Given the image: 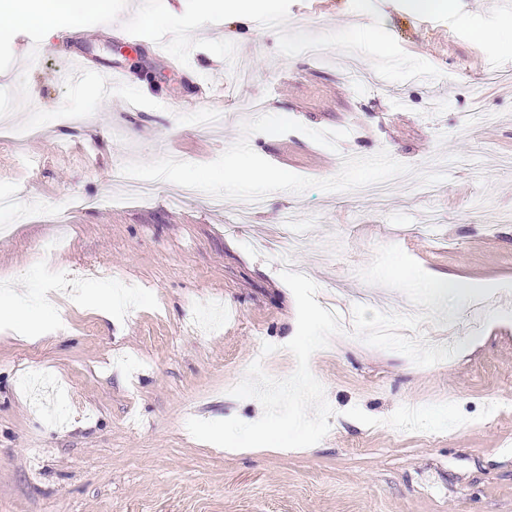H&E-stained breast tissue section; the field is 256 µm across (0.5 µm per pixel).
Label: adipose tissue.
<instances>
[{
    "label": "adipose tissue",
    "instance_id": "1",
    "mask_svg": "<svg viewBox=\"0 0 512 512\" xmlns=\"http://www.w3.org/2000/svg\"><path fill=\"white\" fill-rule=\"evenodd\" d=\"M112 10V0H0V22L38 25L45 39H52L59 16L80 22L88 15H104Z\"/></svg>",
    "mask_w": 512,
    "mask_h": 512
}]
</instances>
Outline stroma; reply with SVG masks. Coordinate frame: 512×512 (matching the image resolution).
Instances as JSON below:
<instances>
[{
    "label": "stroma",
    "mask_w": 512,
    "mask_h": 512,
    "mask_svg": "<svg viewBox=\"0 0 512 512\" xmlns=\"http://www.w3.org/2000/svg\"><path fill=\"white\" fill-rule=\"evenodd\" d=\"M388 2L384 28L440 78L388 81L358 53L286 57L276 31L227 20L193 36L234 43V62L197 48L182 68L147 38L101 37L100 16L59 18L58 34L81 32L99 63L127 71L107 93L60 80L62 53L23 57L37 26L0 29V115L14 123L0 193L17 203L0 215V512H512V170L497 166L512 157V55L475 37L512 22V0ZM370 22L350 0H293L286 28ZM202 78L224 86L217 137L190 107ZM54 109L86 119H46ZM231 157L288 176L244 218L219 179ZM129 168L159 178L151 198L111 199ZM379 181L383 201L356 195ZM292 223L309 246L289 256ZM288 262L351 319L310 360L330 430L307 448L231 454L186 422H255L262 406L230 388L256 360L294 372ZM67 270L123 308L75 306L56 288ZM435 273L459 287L401 286ZM387 316L393 345L373 334ZM492 397L503 408L490 417Z\"/></svg>",
    "instance_id": "obj_1"
}]
</instances>
